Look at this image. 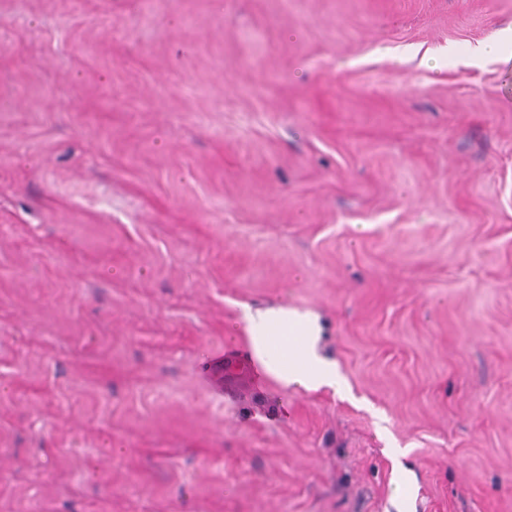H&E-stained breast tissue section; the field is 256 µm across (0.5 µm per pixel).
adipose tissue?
<instances>
[{"mask_svg": "<svg viewBox=\"0 0 512 512\" xmlns=\"http://www.w3.org/2000/svg\"><path fill=\"white\" fill-rule=\"evenodd\" d=\"M240 325L248 354L235 361L251 381L275 380L282 386L308 391L329 389L346 395L347 384L336 362L321 350L323 326L319 314L285 305L243 306Z\"/></svg>", "mask_w": 512, "mask_h": 512, "instance_id": "obj_1", "label": "adipose tissue"}]
</instances>
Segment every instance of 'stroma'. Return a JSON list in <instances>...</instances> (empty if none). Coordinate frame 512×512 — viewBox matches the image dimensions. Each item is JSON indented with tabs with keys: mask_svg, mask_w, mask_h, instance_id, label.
Instances as JSON below:
<instances>
[{
	"mask_svg": "<svg viewBox=\"0 0 512 512\" xmlns=\"http://www.w3.org/2000/svg\"><path fill=\"white\" fill-rule=\"evenodd\" d=\"M511 25L0 0V512H512ZM275 304L349 396L227 379Z\"/></svg>",
	"mask_w": 512,
	"mask_h": 512,
	"instance_id": "35a3bbf8",
	"label": "stroma"
}]
</instances>
